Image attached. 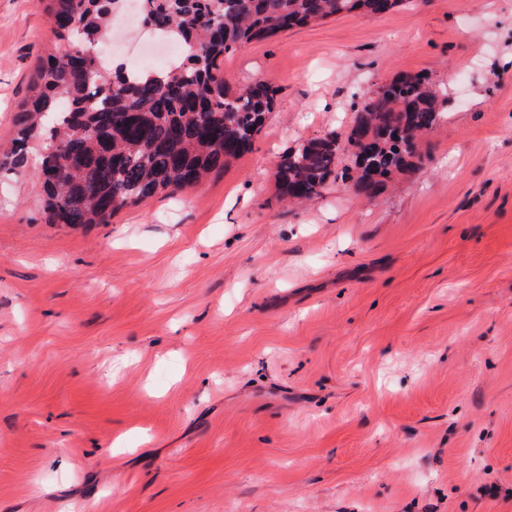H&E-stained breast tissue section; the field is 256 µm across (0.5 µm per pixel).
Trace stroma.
<instances>
[{
  "instance_id": "obj_1",
  "label": "stroma",
  "mask_w": 512,
  "mask_h": 512,
  "mask_svg": "<svg viewBox=\"0 0 512 512\" xmlns=\"http://www.w3.org/2000/svg\"><path fill=\"white\" fill-rule=\"evenodd\" d=\"M0 0V153L42 58ZM250 150L107 224L0 171V512H512V0H407L225 56ZM426 75L447 116L378 198L291 206L278 153Z\"/></svg>"
}]
</instances>
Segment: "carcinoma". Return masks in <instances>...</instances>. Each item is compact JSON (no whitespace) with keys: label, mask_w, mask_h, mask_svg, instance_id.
<instances>
[{"label":"carcinoma","mask_w":512,"mask_h":512,"mask_svg":"<svg viewBox=\"0 0 512 512\" xmlns=\"http://www.w3.org/2000/svg\"><path fill=\"white\" fill-rule=\"evenodd\" d=\"M122 0H46L57 36L89 45L107 33ZM143 20L186 47L162 71L101 65V55L50 54L36 70L17 116L18 137L0 164L26 174L30 149L48 142L34 176L48 224H107L117 212L162 191L183 190L224 171L247 152L275 100L258 79L235 87L224 54L296 27L348 13L384 14L404 0H139ZM424 76L403 75L367 96L346 132L354 168L341 173L336 134L304 141L278 156L280 198L312 202L337 178L375 199L421 159L419 139L444 116ZM84 166H70L71 154ZM112 199V209L103 198Z\"/></svg>","instance_id":"1"}]
</instances>
